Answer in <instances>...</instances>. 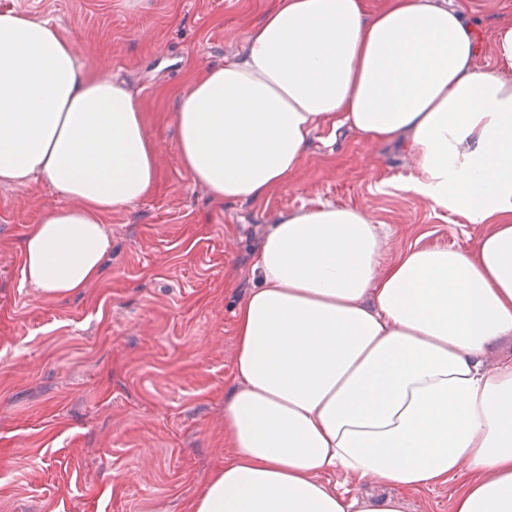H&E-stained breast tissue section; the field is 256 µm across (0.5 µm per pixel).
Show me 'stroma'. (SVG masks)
<instances>
[{
  "instance_id": "obj_1",
  "label": "stroma",
  "mask_w": 512,
  "mask_h": 512,
  "mask_svg": "<svg viewBox=\"0 0 512 512\" xmlns=\"http://www.w3.org/2000/svg\"><path fill=\"white\" fill-rule=\"evenodd\" d=\"M271 0H0L56 25L92 73L137 96L156 189L105 217L94 283L54 298L22 284L18 242L64 200L0 185V512H185L224 463L234 310L268 224L319 203L369 212L383 257L413 245L473 250L478 229L386 186L407 144L315 133L302 169L261 202L214 199L184 172L174 120L195 73L241 57Z\"/></svg>"
}]
</instances>
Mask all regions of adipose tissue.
Masks as SVG:
<instances>
[{"label":"adipose tissue","mask_w":512,"mask_h":512,"mask_svg":"<svg viewBox=\"0 0 512 512\" xmlns=\"http://www.w3.org/2000/svg\"><path fill=\"white\" fill-rule=\"evenodd\" d=\"M468 0H275L244 56L212 66L175 112L186 174L215 199L258 202L327 128L408 138L403 190L480 227L477 246L382 262L363 209L323 204L268 225L235 311L224 393L229 453L187 512H404L460 479L453 512H512V23L484 39ZM490 52L493 68L478 59ZM47 183L66 206L19 242L27 286L96 281L103 222L158 180L142 105L81 66L50 23L0 11V183ZM392 487L379 499L334 474Z\"/></svg>","instance_id":"adipose-tissue-1"}]
</instances>
